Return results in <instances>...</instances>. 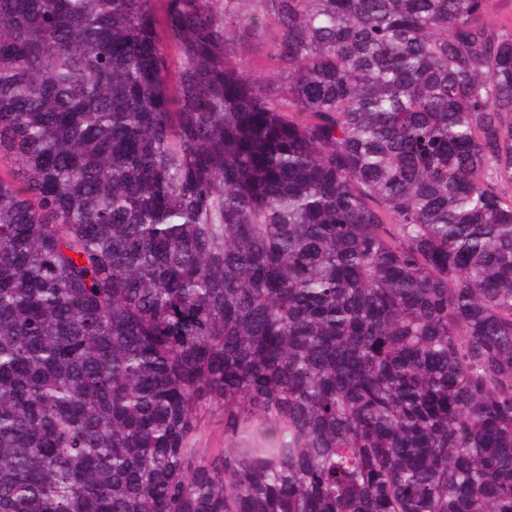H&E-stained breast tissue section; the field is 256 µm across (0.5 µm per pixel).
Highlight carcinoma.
Wrapping results in <instances>:
<instances>
[{
  "mask_svg": "<svg viewBox=\"0 0 512 512\" xmlns=\"http://www.w3.org/2000/svg\"><path fill=\"white\" fill-rule=\"evenodd\" d=\"M262 2L0 0V512H512V18ZM273 32L269 28H256L244 44H237L233 61L236 66L246 72L253 71L256 64L266 61L269 53ZM194 442L199 448L224 447V412L213 409L206 412L195 433Z\"/></svg>",
  "mask_w": 512,
  "mask_h": 512,
  "instance_id": "carcinoma-1",
  "label": "carcinoma"
}]
</instances>
